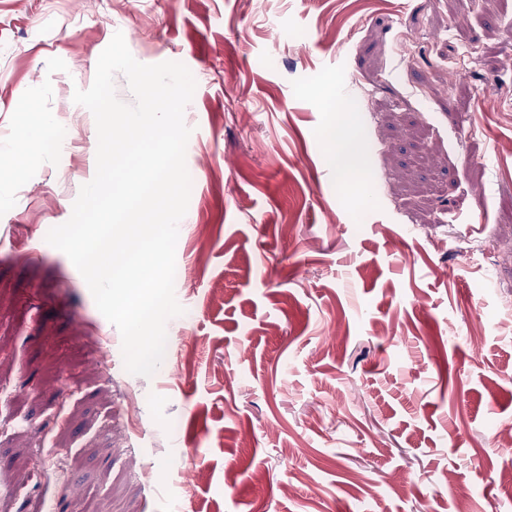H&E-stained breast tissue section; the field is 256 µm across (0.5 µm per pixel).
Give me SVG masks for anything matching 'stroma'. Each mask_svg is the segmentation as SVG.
<instances>
[{
	"mask_svg": "<svg viewBox=\"0 0 512 512\" xmlns=\"http://www.w3.org/2000/svg\"><path fill=\"white\" fill-rule=\"evenodd\" d=\"M510 31L512 0H0V157L26 104L52 124L0 176V512H512ZM118 32L196 81L181 355L150 377L46 240ZM337 112H344L339 116V122L346 126L336 137V128L330 129L324 141V150L331 163L336 166L338 178L348 181L353 175H364L366 168V154L359 141L358 129L352 126L351 117L347 112H353L350 105H342Z\"/></svg>",
	"mask_w": 512,
	"mask_h": 512,
	"instance_id": "1",
	"label": "stroma"
}]
</instances>
